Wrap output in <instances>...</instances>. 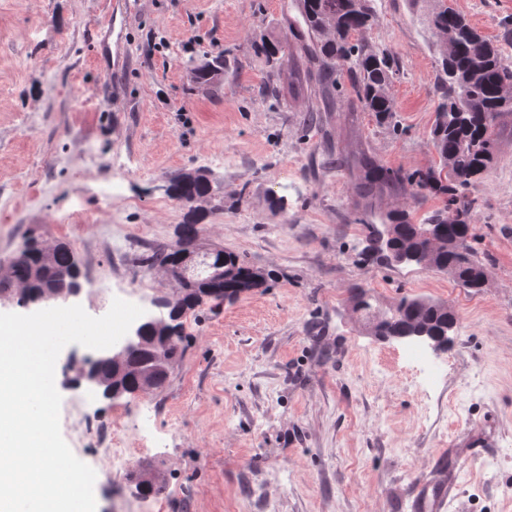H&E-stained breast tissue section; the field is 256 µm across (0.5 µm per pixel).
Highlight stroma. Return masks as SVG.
<instances>
[{"instance_id": "1", "label": "stroma", "mask_w": 512, "mask_h": 512, "mask_svg": "<svg viewBox=\"0 0 512 512\" xmlns=\"http://www.w3.org/2000/svg\"><path fill=\"white\" fill-rule=\"evenodd\" d=\"M122 46L97 60L90 31L108 0H0V264L32 237L66 242L81 270L80 305L100 317L115 296L150 309L175 290L147 255L173 242L187 210L172 177L205 171L221 209L200 205L201 247L273 271L267 287L187 312L183 357L160 391L112 400L75 381L70 344L55 367L62 409L81 405L136 455L109 468L95 438L62 426L96 472L98 512H413L406 492L454 474L446 512H512V115L491 168L470 193L473 247L488 284L366 257L364 221L403 207L422 220L433 196L360 193L368 155L427 169L440 47L429 18L448 6L512 58V0H371L360 40L396 61L398 128L378 124L350 85L319 125L316 82L288 88L263 42L292 49L295 0H137ZM224 57L197 84L192 65ZM96 221H75L79 212ZM368 292L452 307L460 321L427 381L411 343L367 334L349 298ZM159 473V494L132 492V472Z\"/></svg>"}]
</instances>
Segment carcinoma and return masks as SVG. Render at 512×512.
<instances>
[{
    "label": "carcinoma",
    "mask_w": 512,
    "mask_h": 512,
    "mask_svg": "<svg viewBox=\"0 0 512 512\" xmlns=\"http://www.w3.org/2000/svg\"><path fill=\"white\" fill-rule=\"evenodd\" d=\"M297 7L304 31L291 30L300 44L296 56L290 60L304 58L309 63H318V69L314 74L296 64L291 68V78L299 82L315 76L328 94L346 79L366 111L398 130L396 107L388 92L393 60L355 38L373 19L371 0H297ZM431 27L439 41L447 42L448 46L439 72L442 102L430 132L439 163L424 171L409 172L386 168L366 157L361 162L362 188L367 191L389 188L412 197L425 193L443 197L444 206L424 220L426 224L445 227L446 240L440 245L422 237L419 225L404 208L387 212L382 216V223L394 225L395 247L432 253L434 269H447L464 287L479 292L487 273L471 245L476 238L474 225L470 224L473 200L465 191L497 157L500 120L512 114V65L505 63L496 45L452 9L445 7L434 13ZM193 72L198 82H210L224 72V56L194 67ZM165 193L187 208L189 219L181 225L175 243L155 250L146 258L149 265L164 268L177 286L175 295L159 299L160 308L182 316L205 298L214 301L236 298L273 280L272 272L251 266L233 252L224 253L226 276L219 290L207 292L202 284L182 280L178 255L181 249L196 243L201 232L195 219L197 203L214 198V193L210 180L197 172L171 178ZM24 244L27 252L10 262L0 274V297L8 296L19 303L54 288L56 274L69 269L74 256L64 243L45 248L28 239ZM448 321L458 325V318L448 305L404 297L380 317L376 329L381 336H394L416 325L437 329ZM172 328L174 338L151 339L147 352L128 361L125 376L130 393L140 389L159 390L168 383L174 365L183 355V324L178 321ZM82 366L103 377L112 375V365L105 360L84 358Z\"/></svg>",
    "instance_id": "cac0c4a2"
}]
</instances>
